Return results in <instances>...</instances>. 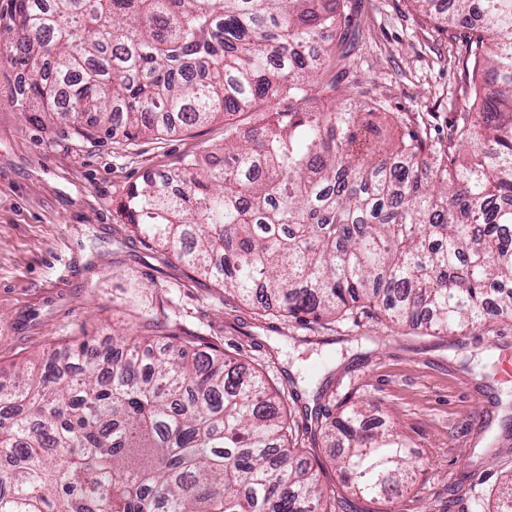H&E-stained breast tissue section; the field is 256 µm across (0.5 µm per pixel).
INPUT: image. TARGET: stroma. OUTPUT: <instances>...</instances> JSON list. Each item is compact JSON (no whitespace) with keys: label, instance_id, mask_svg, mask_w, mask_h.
<instances>
[{"label":"stroma","instance_id":"stroma-1","mask_svg":"<svg viewBox=\"0 0 512 512\" xmlns=\"http://www.w3.org/2000/svg\"><path fill=\"white\" fill-rule=\"evenodd\" d=\"M343 96L371 89L386 139L424 120L444 138L471 107L475 80L459 61L465 29L438 31L414 0H337ZM21 79L0 60V368L91 338L111 344L164 333L197 335L225 358L264 373L288 411L293 440L319 475L325 512H365L345 492L316 418L364 399L372 425L397 424L417 469L388 512H493L512 482V321L463 335L374 317L327 324L259 315L132 232L116 213L130 185L184 155L220 153L224 130L247 134L240 112L176 133L73 139L15 106Z\"/></svg>","mask_w":512,"mask_h":512}]
</instances>
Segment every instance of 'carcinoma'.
<instances>
[{"instance_id": "cac0c4a2", "label": "carcinoma", "mask_w": 512, "mask_h": 512, "mask_svg": "<svg viewBox=\"0 0 512 512\" xmlns=\"http://www.w3.org/2000/svg\"><path fill=\"white\" fill-rule=\"evenodd\" d=\"M330 2L12 0L0 59L26 77L14 103L67 137L275 105L246 136L226 129L219 160L186 155L118 207L240 303L315 320L378 309L437 334L512 318V0H415L442 31L474 20L480 81L447 142L422 122L382 150L324 80ZM165 339L157 354L83 340L0 379V512H316L318 475L263 377ZM320 433L351 493L375 504L410 487L407 443L362 404Z\"/></svg>"}]
</instances>
